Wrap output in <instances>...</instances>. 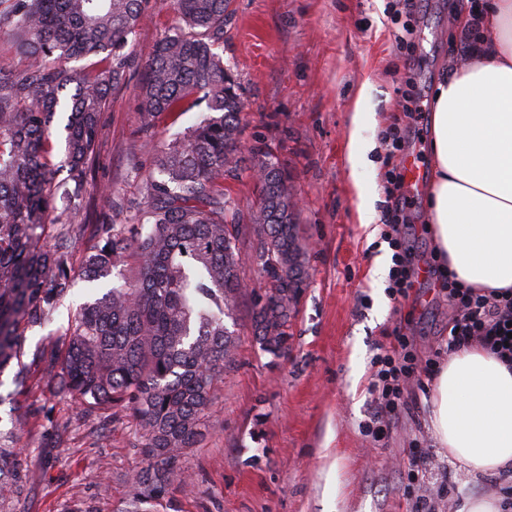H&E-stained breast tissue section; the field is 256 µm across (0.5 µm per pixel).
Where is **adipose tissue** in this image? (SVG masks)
<instances>
[{
    "label": "adipose tissue",
    "instance_id": "1",
    "mask_svg": "<svg viewBox=\"0 0 512 512\" xmlns=\"http://www.w3.org/2000/svg\"><path fill=\"white\" fill-rule=\"evenodd\" d=\"M469 65L440 83L429 145V229L448 268L488 293L512 290V0L465 18ZM430 427L474 476L512 470V362L456 350L434 378Z\"/></svg>",
    "mask_w": 512,
    "mask_h": 512
}]
</instances>
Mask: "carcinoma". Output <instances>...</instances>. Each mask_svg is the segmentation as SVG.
I'll return each instance as SVG.
<instances>
[{
  "mask_svg": "<svg viewBox=\"0 0 512 512\" xmlns=\"http://www.w3.org/2000/svg\"><path fill=\"white\" fill-rule=\"evenodd\" d=\"M232 0H175L178 31L162 37L140 87L144 127L160 114L206 103L212 115L156 150L149 198L130 224H93L79 259L72 217L57 215L56 195L76 210L101 112L131 67L126 47L148 18V0H0V30L9 29L26 58L23 73L0 68V512L25 490L30 453L16 435L29 415L16 396L34 375L81 409L106 420L115 409L139 419L133 447L143 466L128 476L125 512L152 506L186 472L180 459L202 437L215 381L236 358L233 318L251 293V325L262 352L288 350L290 318L308 284L307 247L296 195L270 147L253 152L261 185L245 214L224 194L240 168L243 88L216 52ZM97 59L74 71L63 61ZM67 113L64 152L53 161V118ZM256 247L242 251L247 231ZM137 258L131 280L108 286L114 270ZM253 266L258 290L241 276ZM90 283L68 326L28 348L26 333L48 324L75 274Z\"/></svg>",
  "mask_w": 512,
  "mask_h": 512,
  "instance_id": "cac0c4a2",
  "label": "carcinoma"
}]
</instances>
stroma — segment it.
<instances>
[{"instance_id":"stroma-1","label":"stroma","mask_w":512,"mask_h":512,"mask_svg":"<svg viewBox=\"0 0 512 512\" xmlns=\"http://www.w3.org/2000/svg\"><path fill=\"white\" fill-rule=\"evenodd\" d=\"M472 0H421L411 55L393 40L398 0H233L219 52L243 90V162L224 192L243 211L257 204L261 186L251 172L254 149L277 152L299 200L297 222L308 246L309 284L291 320L288 350L261 352L251 329V296L235 312L236 362L218 380L197 448L182 460L190 477L157 505L158 512H458L464 496L502 493L498 476L472 479L439 448L430 428L432 378L411 379L408 409L384 438L363 430L374 413L369 395L372 359L397 334L412 339L418 360L449 361L448 295L433 280L417 284L394 305L387 281L375 280L388 245L370 243L358 222L357 188L346 162V134L357 97L376 123V143L360 170L375 186V210L388 193L382 132L395 118L397 88L407 58L417 61L425 101L438 83L466 64L457 18ZM177 25L173 0H149L125 88L109 94L88 175V195L74 222L76 250L89 243L88 225L127 224L147 197V174L158 146L207 114L205 104L165 114L144 130L139 86L153 44ZM429 115L412 133L414 158L425 183L413 191L406 230L418 256H436L427 224ZM34 411L18 442L34 465L16 512H123L131 494L127 475L142 459L132 446L137 421L126 412L110 422L81 414L75 404L33 380L21 398ZM426 448L435 469L413 487L401 477L413 446Z\"/></svg>"}]
</instances>
